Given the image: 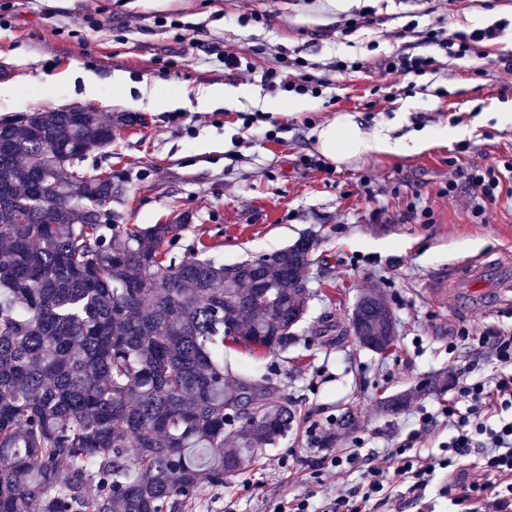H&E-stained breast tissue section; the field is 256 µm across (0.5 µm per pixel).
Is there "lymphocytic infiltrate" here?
Masks as SVG:
<instances>
[{
  "label": "lymphocytic infiltrate",
  "instance_id": "f902f5d3",
  "mask_svg": "<svg viewBox=\"0 0 512 512\" xmlns=\"http://www.w3.org/2000/svg\"><path fill=\"white\" fill-rule=\"evenodd\" d=\"M472 338L492 354L496 371L491 377L462 378L448 406L436 413L416 411L406 437L369 458L358 488L335 489L318 497L310 491L296 494L278 503L274 512H366L369 505L389 504V488L397 477L419 500L438 472H453L461 459L474 452L481 456L479 470L461 489L443 486V494L460 491L469 512H512V332L490 329L474 337L461 329L449 339L448 348L456 350L458 342ZM441 422L448 428L445 456L415 454L416 443Z\"/></svg>",
  "mask_w": 512,
  "mask_h": 512
}]
</instances>
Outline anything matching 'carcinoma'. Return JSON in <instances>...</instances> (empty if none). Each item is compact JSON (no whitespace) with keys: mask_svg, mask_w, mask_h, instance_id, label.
I'll list each match as a JSON object with an SVG mask.
<instances>
[{"mask_svg":"<svg viewBox=\"0 0 512 512\" xmlns=\"http://www.w3.org/2000/svg\"><path fill=\"white\" fill-rule=\"evenodd\" d=\"M112 147L91 109L0 120V512H182L284 437L295 419L267 380L224 377V340L285 349L310 296L315 239L232 265L179 224L94 219L125 174L74 172ZM363 332L381 296L364 293ZM438 375L381 402L397 413ZM233 447L224 449L225 442Z\"/></svg>","mask_w":512,"mask_h":512,"instance_id":"obj_1","label":"carcinoma"}]
</instances>
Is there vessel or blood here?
Here are the masks:
<instances>
[{"instance_id": "vessel-or-blood-1", "label": "vessel or blood", "mask_w": 512, "mask_h": 512, "mask_svg": "<svg viewBox=\"0 0 512 512\" xmlns=\"http://www.w3.org/2000/svg\"><path fill=\"white\" fill-rule=\"evenodd\" d=\"M439 307L493 312L512 305V252L477 260L458 268L452 276H439L429 284Z\"/></svg>"}]
</instances>
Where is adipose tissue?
Wrapping results in <instances>:
<instances>
[{
  "label": "adipose tissue",
  "mask_w": 512,
  "mask_h": 512,
  "mask_svg": "<svg viewBox=\"0 0 512 512\" xmlns=\"http://www.w3.org/2000/svg\"><path fill=\"white\" fill-rule=\"evenodd\" d=\"M316 146L333 163L341 164L363 154L401 152L402 139L378 129H366L355 115L344 113L314 128Z\"/></svg>",
  "instance_id": "1"
}]
</instances>
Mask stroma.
<instances>
[{
  "instance_id": "obj_1",
  "label": "stroma",
  "mask_w": 512,
  "mask_h": 512,
  "mask_svg": "<svg viewBox=\"0 0 512 512\" xmlns=\"http://www.w3.org/2000/svg\"><path fill=\"white\" fill-rule=\"evenodd\" d=\"M366 9L375 23L348 31L346 21ZM163 16L180 28L160 26ZM436 22L449 33L492 28L496 35L458 59L421 43L419 31ZM225 51L245 69H225L217 59ZM280 52L328 78L313 110H273L289 95L269 90L261 75ZM397 52L434 56L438 66L407 75L378 68V58ZM503 55L512 56V0H342L337 8L330 0H141L132 8L123 0H0V84L21 73L30 78L11 100H0V119L76 106L105 119L122 113L111 90L89 100L58 79L80 70H122L134 85L182 96L176 110L134 109L138 124L116 128L111 151L90 152L79 163L89 173H126L118 207L124 223H180L172 256L199 239L224 264L266 257L305 234L317 240L312 295L288 348L255 357L224 346L226 378L269 380L297 424L236 476L203 484L186 512H270L273 503L321 485L358 486L359 469H323L322 453H348L358 436L365 439L360 456L384 451L405 438L408 412L437 410L455 392L423 395L396 415L381 411L382 400L451 370L492 374L488 350L449 351L448 331H512V307L451 314L431 302L427 285L467 261L512 250V121L501 119L512 109V75L497 65ZM339 57L366 60L368 69L333 75L329 65ZM216 84L249 94L230 107L199 109L197 91ZM257 112L266 120L245 124ZM343 113L409 141L428 130L439 136L326 173L315 167L322 156L310 132ZM474 161L504 172L495 203H483L479 188L456 178ZM453 178L458 186L446 192ZM367 290L397 320L395 345L384 355L351 332L353 306ZM347 410L354 426L332 427L325 452L310 450L311 422ZM287 454L290 465L278 468Z\"/></svg>"
}]
</instances>
